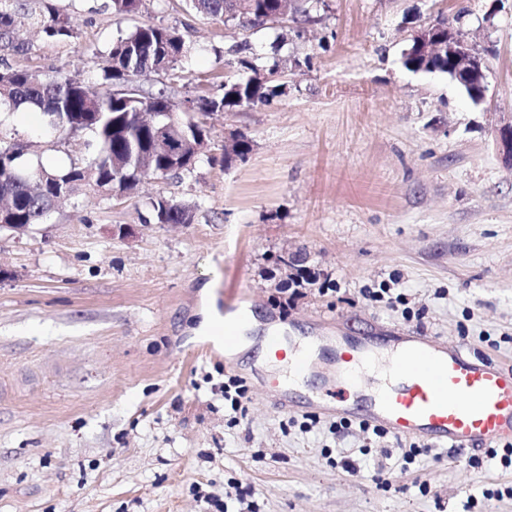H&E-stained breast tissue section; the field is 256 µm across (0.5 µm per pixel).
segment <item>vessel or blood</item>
<instances>
[{"label": "vessel or blood", "instance_id": "vessel-or-blood-1", "mask_svg": "<svg viewBox=\"0 0 512 512\" xmlns=\"http://www.w3.org/2000/svg\"><path fill=\"white\" fill-rule=\"evenodd\" d=\"M329 347L336 365V401L316 399L325 415L353 416L394 435L438 448L482 450L512 442V366L415 332L392 337L403 378L383 395L370 392L355 368L374 344L350 336Z\"/></svg>", "mask_w": 512, "mask_h": 512}]
</instances>
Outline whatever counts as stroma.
I'll list each match as a JSON object with an SVG mask.
<instances>
[{"label":"stroma","instance_id":"stroma-1","mask_svg":"<svg viewBox=\"0 0 512 512\" xmlns=\"http://www.w3.org/2000/svg\"><path fill=\"white\" fill-rule=\"evenodd\" d=\"M313 23L242 29L183 0H60L76 36L0 52L44 77L99 75L97 54L145 22L190 51L168 87L216 94L230 46L276 66L270 103L210 117L208 155L127 196L58 206L0 234V512H512V470L432 448L404 464L393 435L345 438L300 392L279 410L255 352L232 365L194 335L200 288L218 312L252 297L286 335L420 330L512 364V165L494 131L512 118V0H325ZM444 15L482 50L489 89L472 104L440 73L404 68L411 33ZM246 133V159L221 164ZM188 224H144L152 199ZM389 289L406 304L372 299ZM243 379L246 411L224 405ZM355 461L357 474L343 468Z\"/></svg>","mask_w":512,"mask_h":512}]
</instances>
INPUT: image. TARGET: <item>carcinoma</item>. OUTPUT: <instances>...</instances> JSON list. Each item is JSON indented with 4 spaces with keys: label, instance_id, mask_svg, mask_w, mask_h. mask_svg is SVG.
Listing matches in <instances>:
<instances>
[{
    "label": "carcinoma",
    "instance_id": "obj_1",
    "mask_svg": "<svg viewBox=\"0 0 512 512\" xmlns=\"http://www.w3.org/2000/svg\"><path fill=\"white\" fill-rule=\"evenodd\" d=\"M112 12L131 15L140 11L143 0H110ZM199 14L224 22L236 21L243 27L256 28L278 12L281 0H188ZM25 17L48 38L67 40L75 35L68 15L55 0H0V50L26 54L32 49L21 33L20 17ZM245 49L233 50L237 75L221 84L223 93L199 95L189 111L181 109L167 87L155 91L127 90L149 74L174 70L187 53L182 36L174 27L143 24L119 35L105 55L101 81L89 84L77 75L47 81L28 69H0V108L11 112L28 108L41 116L42 137H60L70 129L91 135L87 141L89 158L78 164L68 162L51 167L42 159H31L23 143L3 134L0 139V199L14 202L16 224H40L56 208L52 184H61L78 192L94 184L111 189L117 182L121 194H132L147 176L172 175L169 160L184 158L180 173H190L198 158L177 138L179 132L219 112L265 105L282 94L278 85L256 80L260 66L244 55ZM149 108L160 114L158 125L147 128L139 123L137 113ZM10 141H4V138ZM146 224H188L187 207L166 198L151 202Z\"/></svg>",
    "mask_w": 512,
    "mask_h": 512
}]
</instances>
